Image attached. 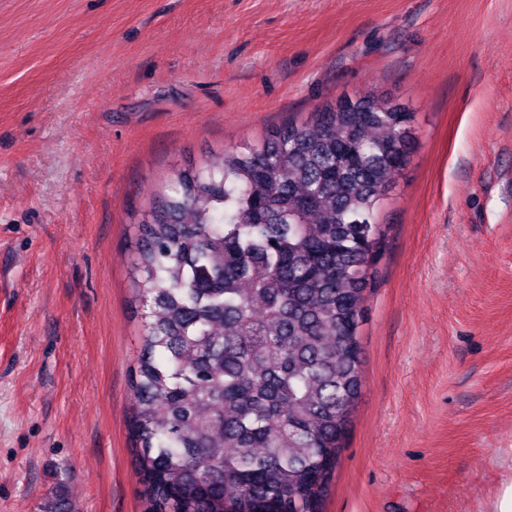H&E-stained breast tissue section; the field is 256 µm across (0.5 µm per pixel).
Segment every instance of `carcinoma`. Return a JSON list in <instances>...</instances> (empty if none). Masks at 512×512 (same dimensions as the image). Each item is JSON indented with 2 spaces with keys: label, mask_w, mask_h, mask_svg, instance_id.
Segmentation results:
<instances>
[{
  "label": "carcinoma",
  "mask_w": 512,
  "mask_h": 512,
  "mask_svg": "<svg viewBox=\"0 0 512 512\" xmlns=\"http://www.w3.org/2000/svg\"><path fill=\"white\" fill-rule=\"evenodd\" d=\"M413 113L370 93L179 171L138 222L133 451L145 512H321Z\"/></svg>",
  "instance_id": "obj_1"
}]
</instances>
